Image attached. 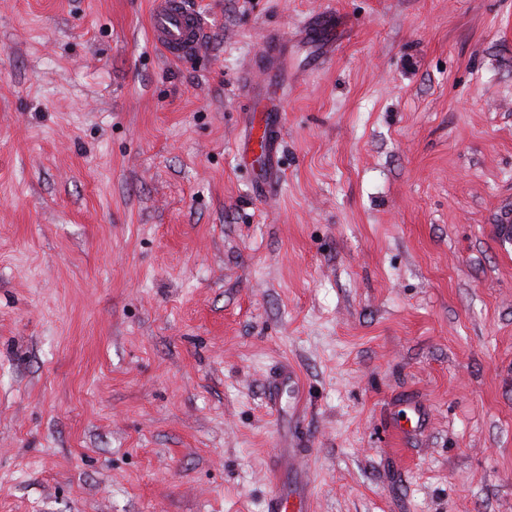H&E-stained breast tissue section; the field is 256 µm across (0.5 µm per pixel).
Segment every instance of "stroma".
<instances>
[{
	"mask_svg": "<svg viewBox=\"0 0 512 512\" xmlns=\"http://www.w3.org/2000/svg\"><path fill=\"white\" fill-rule=\"evenodd\" d=\"M196 2L0 0V512H512V0ZM204 22L186 0H155L151 37L171 59L194 55L203 42ZM249 112L251 113L249 114L248 120L250 135L247 140L245 151L249 154H253L255 157L253 162L259 160L264 162L267 161L269 170H271L270 163L277 152L278 146V139L273 135V131L278 124V111H261L263 114L258 117V124L261 133L255 139L251 137V133L256 125L255 121L257 119V114L255 113L258 111L255 107H252ZM253 162L251 165H253ZM268 512H310L312 502L304 491L285 490L278 486L268 501Z\"/></svg>",
	"mask_w": 512,
	"mask_h": 512,
	"instance_id": "obj_1",
	"label": "stroma"
}]
</instances>
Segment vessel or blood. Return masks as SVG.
<instances>
[{"label":"vessel or blood","instance_id":"vessel-or-blood-1","mask_svg":"<svg viewBox=\"0 0 512 512\" xmlns=\"http://www.w3.org/2000/svg\"><path fill=\"white\" fill-rule=\"evenodd\" d=\"M204 22L188 0H154L151 13V37L172 59L194 55L203 42ZM260 133L248 139L245 150L255 159L271 161L277 152L278 140L273 131L278 124L276 112H263L258 118ZM309 495L302 491L274 489L268 512H311Z\"/></svg>","mask_w":512,"mask_h":512}]
</instances>
